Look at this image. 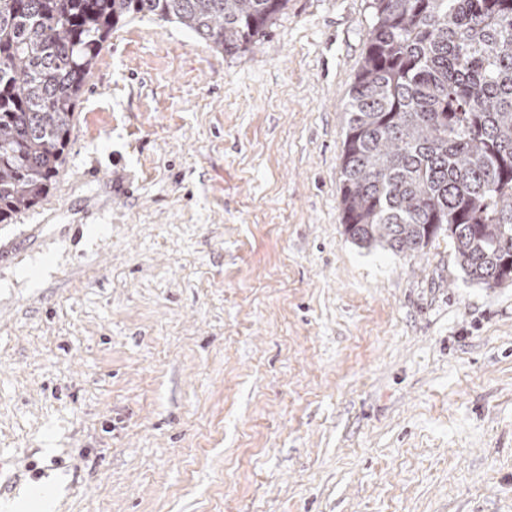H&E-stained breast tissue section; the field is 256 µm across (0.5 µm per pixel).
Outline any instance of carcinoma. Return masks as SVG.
Returning <instances> with one entry per match:
<instances>
[{"mask_svg":"<svg viewBox=\"0 0 512 512\" xmlns=\"http://www.w3.org/2000/svg\"><path fill=\"white\" fill-rule=\"evenodd\" d=\"M288 0H0V223L44 199L112 30L176 21L233 56ZM346 104L341 221L361 247L441 233L471 281L512 282V0H371Z\"/></svg>","mask_w":512,"mask_h":512,"instance_id":"cac0c4a2","label":"carcinoma"}]
</instances>
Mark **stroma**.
I'll use <instances>...</instances> for the list:
<instances>
[{
	"label": "stroma",
	"instance_id": "1",
	"mask_svg": "<svg viewBox=\"0 0 512 512\" xmlns=\"http://www.w3.org/2000/svg\"><path fill=\"white\" fill-rule=\"evenodd\" d=\"M370 0L229 56L120 23L0 223V458L68 512H512V283L341 222Z\"/></svg>",
	"mask_w": 512,
	"mask_h": 512
}]
</instances>
